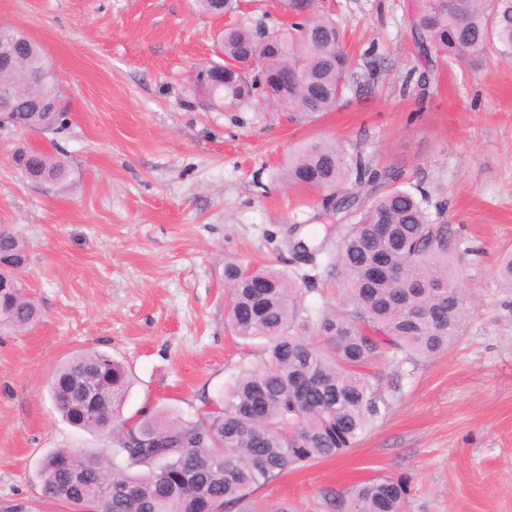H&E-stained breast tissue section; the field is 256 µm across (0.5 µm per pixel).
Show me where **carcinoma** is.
Segmentation results:
<instances>
[{
	"label": "carcinoma",
	"mask_w": 512,
	"mask_h": 512,
	"mask_svg": "<svg viewBox=\"0 0 512 512\" xmlns=\"http://www.w3.org/2000/svg\"><path fill=\"white\" fill-rule=\"evenodd\" d=\"M207 14L229 13L236 0H197ZM315 0H288L294 22L261 39L244 26L217 39L224 73L200 65L196 92L211 107L247 104L255 94L271 107L288 99L299 117L335 109L352 72L344 33L329 16H304ZM415 29L419 46L472 68L483 66L489 48L512 56V0H423ZM32 84L0 120L20 129L57 132L65 112L39 109L34 100L57 95L59 77L40 46L16 41L0 58V86L17 72ZM14 161L24 177L51 186L67 178L64 162L19 147ZM289 183L318 192L347 184L359 188L345 210L358 212L336 242L325 267L342 282L336 303L312 313L303 307L296 279L272 266L224 265V288L236 334L265 345L260 369H243L233 396L203 403L195 420L155 415L129 425L120 409L129 389L125 367L89 350L61 365L50 384L54 406L69 424L108 435L100 452L62 448L40 467L43 498L66 506L83 500L92 512H259L251 495L292 466H305L353 448L380 413V390L368 368L388 355H431L461 335L464 299L448 256V225L436 224L425 197L399 186L400 172L379 171L358 157L341 161L336 146L312 142L289 161ZM26 245L0 224V327L23 330L40 311L18 275ZM498 274L512 288V251L501 254ZM262 281L264 288L251 282ZM111 395L103 404L74 410L72 380ZM406 478H377L333 492L337 512H404Z\"/></svg>",
	"instance_id": "1"
}]
</instances>
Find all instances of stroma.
<instances>
[{"label":"stroma","instance_id":"obj_1","mask_svg":"<svg viewBox=\"0 0 512 512\" xmlns=\"http://www.w3.org/2000/svg\"><path fill=\"white\" fill-rule=\"evenodd\" d=\"M223 16L195 0H0V27L23 29L65 89L55 133L0 128V224L25 241L23 272L40 319L0 331V512H68L44 501L43 457L99 450L48 386L72 355L105 351L128 368L123 418H192L230 396L260 342L227 325L224 264L269 261L290 273V244L325 266L351 221L325 220L322 193L288 184L289 155L335 141L343 161L402 171L443 206L466 301L450 348L376 363L385 401L356 447L289 470L254 498L266 512H333L328 491L374 478L410 481L406 512H512V290L496 265L512 250V59L490 50L470 70L419 49L417 0H320L345 32L355 80L336 108L290 120L262 99L207 109L193 69L218 61L227 26L276 28L282 0H241ZM25 146L64 157V188L23 177Z\"/></svg>","mask_w":512,"mask_h":512}]
</instances>
